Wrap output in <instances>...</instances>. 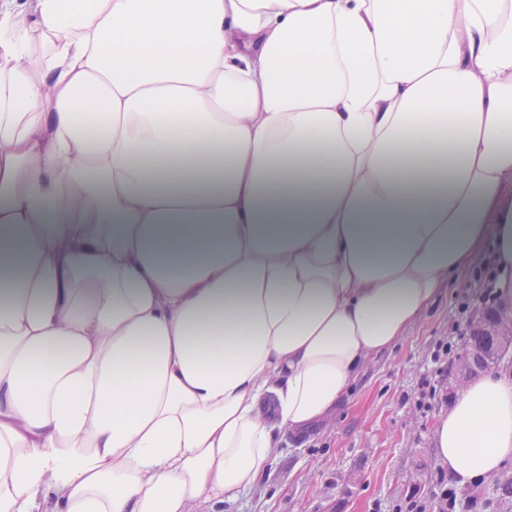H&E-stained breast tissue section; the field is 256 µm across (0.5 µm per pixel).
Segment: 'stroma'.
I'll return each instance as SVG.
<instances>
[{
  "mask_svg": "<svg viewBox=\"0 0 512 512\" xmlns=\"http://www.w3.org/2000/svg\"><path fill=\"white\" fill-rule=\"evenodd\" d=\"M480 292L472 267L444 283L420 322L365 362L335 416L286 434L273 464L223 512H399L410 496L436 512L434 427L459 393L455 368L466 341L457 327L483 313ZM446 343L447 361L433 363ZM426 379L437 393L422 409Z\"/></svg>",
  "mask_w": 512,
  "mask_h": 512,
  "instance_id": "obj_1",
  "label": "stroma"
}]
</instances>
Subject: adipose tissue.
<instances>
[{
  "instance_id": "1",
  "label": "adipose tissue",
  "mask_w": 512,
  "mask_h": 512,
  "mask_svg": "<svg viewBox=\"0 0 512 512\" xmlns=\"http://www.w3.org/2000/svg\"><path fill=\"white\" fill-rule=\"evenodd\" d=\"M487 245L512 315V0H0V512H222Z\"/></svg>"
}]
</instances>
